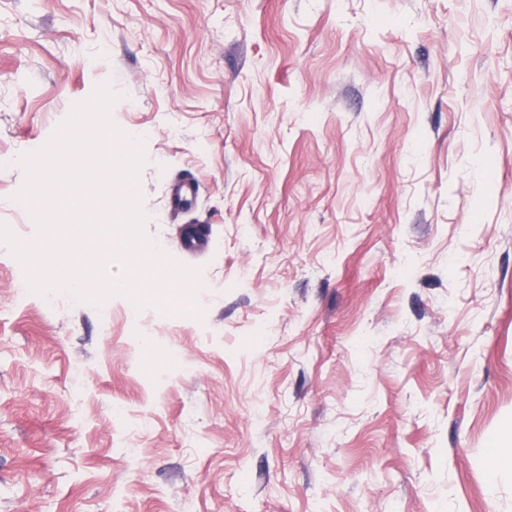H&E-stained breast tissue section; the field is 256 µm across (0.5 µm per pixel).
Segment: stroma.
<instances>
[{
	"mask_svg": "<svg viewBox=\"0 0 512 512\" xmlns=\"http://www.w3.org/2000/svg\"><path fill=\"white\" fill-rule=\"evenodd\" d=\"M102 83L203 317L0 246V512H512V0H0L19 237Z\"/></svg>",
	"mask_w": 512,
	"mask_h": 512,
	"instance_id": "35a3bbf8",
	"label": "stroma"
}]
</instances>
